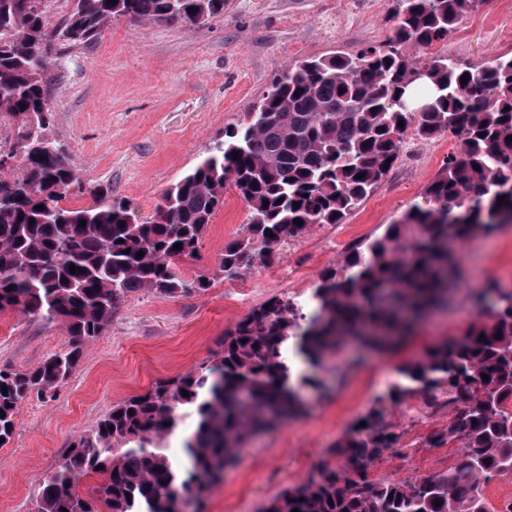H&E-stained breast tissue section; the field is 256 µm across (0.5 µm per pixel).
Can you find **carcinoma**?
<instances>
[{"mask_svg": "<svg viewBox=\"0 0 512 512\" xmlns=\"http://www.w3.org/2000/svg\"><path fill=\"white\" fill-rule=\"evenodd\" d=\"M74 2L51 28L33 0H0V115L17 127L0 156L21 160L0 167V313L58 321L71 336L69 348L32 371L0 367V448L21 404L33 393H55L72 376L81 346L107 330L129 294L189 297L209 288L201 276L182 279L172 259L198 253L227 184L250 207L244 236L224 244L217 261L229 279L317 224L342 223L399 159L410 123L424 137L449 132L459 144L424 202L350 248L305 302L268 300L224 335L213 358L113 405L45 476L34 510L185 512L183 505L221 482L238 448L300 412L299 390L320 386L325 372L342 375L350 348L397 346L430 310L448 306L460 246L512 218V52L481 65L432 55L426 49L478 0H397L390 39L289 67L247 121L225 131L164 193L154 218L142 220L101 185L86 187L94 206L62 205L81 179L50 136L48 58L40 46L91 43L120 20L193 28L224 12V0ZM421 68L428 77L416 81ZM399 376L303 480L261 512H512V501L493 508L484 493L492 480L512 481V291L498 294L462 335L403 364ZM407 413L428 425L410 442L400 423ZM441 413L448 420L434 423ZM187 421L179 463L167 454L168 439ZM447 446L456 460L446 468L400 480L373 476L389 450L405 458ZM94 474L98 484L80 495L79 479Z\"/></svg>", "mask_w": 512, "mask_h": 512, "instance_id": "obj_1", "label": "carcinoma"}]
</instances>
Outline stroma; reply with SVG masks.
I'll list each match as a JSON object with an SVG mask.
<instances>
[{
    "label": "stroma",
    "instance_id": "1",
    "mask_svg": "<svg viewBox=\"0 0 512 512\" xmlns=\"http://www.w3.org/2000/svg\"><path fill=\"white\" fill-rule=\"evenodd\" d=\"M394 8L395 0H224L222 14L191 29L114 22L97 41L51 57V134L84 183L107 186L113 199L151 217L164 191L243 120L274 77L307 58L384 43L398 24ZM433 50L475 65L512 52V0H481ZM451 140L447 132L425 139L407 131L393 170L344 223L312 227L233 280L218 273L216 259L247 224L249 207L226 186L224 207L199 255L174 262L182 279L208 276L209 288L190 297L144 290L129 296L108 329L84 346L72 378L53 395L25 400L10 443L0 448V512H32L45 474L113 404L210 359L224 334L267 300L306 298L348 248L421 202ZM463 270L447 312L424 321L405 344L365 354L329 396H310L300 415L240 448L223 484L205 495L203 512H260L305 478L398 381L404 362L475 320L472 292L491 281L512 290V230L474 236L463 252ZM68 346L60 323L0 313V366L28 371ZM450 456L447 447L420 448L403 459L388 453L374 475H426L447 466Z\"/></svg>",
    "mask_w": 512,
    "mask_h": 512
}]
</instances>
